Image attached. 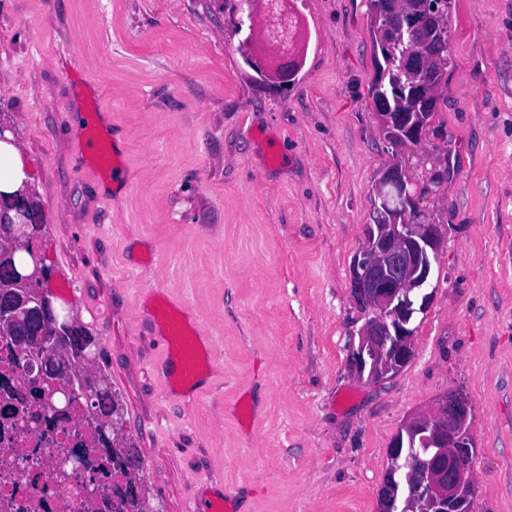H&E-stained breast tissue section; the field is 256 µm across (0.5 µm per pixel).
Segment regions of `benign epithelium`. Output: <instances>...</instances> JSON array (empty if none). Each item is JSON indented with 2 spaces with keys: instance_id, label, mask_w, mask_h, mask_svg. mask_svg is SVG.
<instances>
[{
  "instance_id": "obj_1",
  "label": "benign epithelium",
  "mask_w": 512,
  "mask_h": 512,
  "mask_svg": "<svg viewBox=\"0 0 512 512\" xmlns=\"http://www.w3.org/2000/svg\"><path fill=\"white\" fill-rule=\"evenodd\" d=\"M263 6L261 28L250 25L245 39L246 60L254 64L263 83L284 87L303 63L299 43L300 21L288 10V0H236V10L254 17ZM422 15L408 30L409 39L420 34L440 43L435 29L439 9L421 6ZM429 115L398 112L395 121L381 117L386 130L397 123L403 131L422 137L421 125ZM418 196L408 190L399 167L386 166L375 180L370 195L373 223L364 225V245L353 256L349 268L350 296L359 307V329L350 335L346 363L354 377L380 383L399 372L413 358V323L424 312L432 294L424 292L437 260L443 238L436 224L410 219ZM0 223L9 225L0 242L13 250L26 249L25 218L0 211ZM50 270L34 262L10 271L7 284L0 285V334L16 337L26 353V372L50 382L57 402L67 404L77 394L75 382L60 379L68 362L73 337L67 324L71 309L62 308L60 294L44 288ZM120 410L112 413V456L134 473L129 447L119 429ZM477 452L472 430L471 406L466 396L449 392L427 412L406 421L388 451L384 482L377 490L380 512H463L473 490V459Z\"/></svg>"
}]
</instances>
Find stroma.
<instances>
[{"label":"stroma","mask_w":512,"mask_h":512,"mask_svg":"<svg viewBox=\"0 0 512 512\" xmlns=\"http://www.w3.org/2000/svg\"><path fill=\"white\" fill-rule=\"evenodd\" d=\"M288 90L239 51L232 0H0V117L43 214L48 287L97 368L156 512L235 491L234 512H377L392 438L451 391L472 407L471 512H512V0H451L453 64L426 134L395 151L369 96V0H295ZM100 96L122 140L114 193L83 144ZM399 157L443 247L415 354L346 367L349 267ZM204 336L200 383L163 375L162 312Z\"/></svg>","instance_id":"obj_1"}]
</instances>
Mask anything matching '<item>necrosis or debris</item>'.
<instances>
[{"mask_svg":"<svg viewBox=\"0 0 512 512\" xmlns=\"http://www.w3.org/2000/svg\"><path fill=\"white\" fill-rule=\"evenodd\" d=\"M9 356L0 338V394L10 393L20 413L0 416V512H88L91 491L112 497L126 475L113 470L104 444L94 440L96 417L80 408L58 417L35 404L31 381ZM73 448L83 450L88 465L60 475L52 462Z\"/></svg>","mask_w":512,"mask_h":512,"instance_id":"obj_1","label":"necrosis or debris"}]
</instances>
